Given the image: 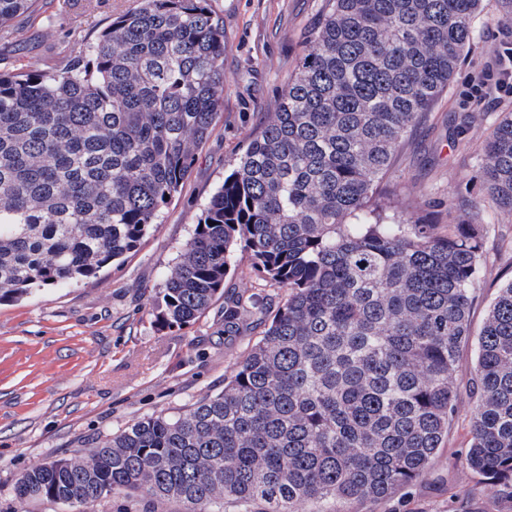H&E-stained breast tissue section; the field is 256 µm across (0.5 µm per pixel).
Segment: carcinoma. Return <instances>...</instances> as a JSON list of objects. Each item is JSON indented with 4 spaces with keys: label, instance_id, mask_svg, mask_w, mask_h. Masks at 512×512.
<instances>
[{
    "label": "carcinoma",
    "instance_id": "cac0c4a2",
    "mask_svg": "<svg viewBox=\"0 0 512 512\" xmlns=\"http://www.w3.org/2000/svg\"><path fill=\"white\" fill-rule=\"evenodd\" d=\"M482 0H323L276 111L211 195L156 296L184 327L222 294L233 255L285 288L224 390L142 417L27 469L20 501L77 512L127 492L185 512H350L421 480L454 423L487 225L512 207V113L470 181L473 224L445 231L382 192L448 88ZM31 0H0V41ZM224 16L211 0H136L45 70L0 73V303L98 277L138 250L224 111ZM240 302H224L233 328ZM467 467L512 501V280L476 338Z\"/></svg>",
    "mask_w": 512,
    "mask_h": 512
}]
</instances>
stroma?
I'll list each match as a JSON object with an SVG mask.
<instances>
[{
	"mask_svg": "<svg viewBox=\"0 0 512 512\" xmlns=\"http://www.w3.org/2000/svg\"><path fill=\"white\" fill-rule=\"evenodd\" d=\"M134 0H32L19 36L0 42V68L43 70L66 59L75 39L92 42ZM322 0H213L224 16V116L164 217L139 251L104 269L99 280L45 288L0 304V512H62L51 503H22L15 480L52 457L72 456L152 414H173L224 388L261 339L269 316L288 297L264 286L246 254L235 252L224 296L180 330L158 329L154 299L177 249L232 172L251 136L275 111L318 18ZM512 46V0H483L474 40L458 74L427 119L401 148L383 183L399 208L438 224H468L470 208L449 205L470 181L492 122L512 112V99L469 100L471 78ZM483 287L469 322L479 332L500 286L512 279V211L493 212ZM255 298L263 313H244L224 327V301ZM475 351L460 350L450 375L458 416L426 477L376 508L359 512H512L483 496L465 463L473 402L468 386Z\"/></svg>",
	"mask_w": 512,
	"mask_h": 512,
	"instance_id": "1",
	"label": "stroma"
}]
</instances>
